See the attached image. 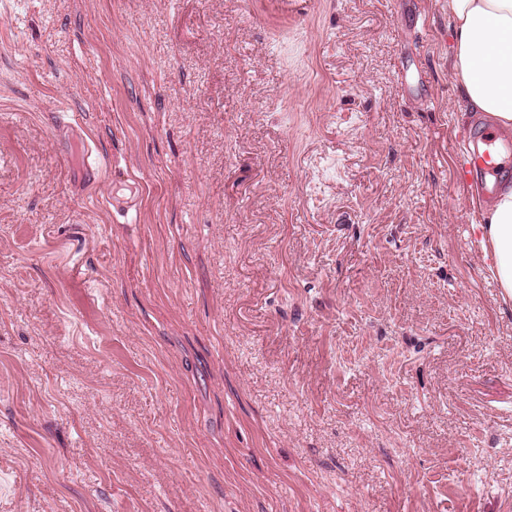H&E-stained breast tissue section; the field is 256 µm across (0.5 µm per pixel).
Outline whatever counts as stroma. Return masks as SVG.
Masks as SVG:
<instances>
[{
    "label": "stroma",
    "instance_id": "1",
    "mask_svg": "<svg viewBox=\"0 0 512 512\" xmlns=\"http://www.w3.org/2000/svg\"><path fill=\"white\" fill-rule=\"evenodd\" d=\"M451 47L448 0H0V512H512Z\"/></svg>",
    "mask_w": 512,
    "mask_h": 512
}]
</instances>
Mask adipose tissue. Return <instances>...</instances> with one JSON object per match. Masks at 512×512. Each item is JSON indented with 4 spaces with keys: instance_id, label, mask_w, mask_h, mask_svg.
Segmentation results:
<instances>
[{
    "instance_id": "obj_1",
    "label": "adipose tissue",
    "mask_w": 512,
    "mask_h": 512,
    "mask_svg": "<svg viewBox=\"0 0 512 512\" xmlns=\"http://www.w3.org/2000/svg\"><path fill=\"white\" fill-rule=\"evenodd\" d=\"M453 21L451 69L466 108L491 115L512 131V0H448ZM482 245L490 246L493 278L512 295V187L481 212Z\"/></svg>"
}]
</instances>
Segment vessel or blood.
Masks as SVG:
<instances>
[{"label":"vessel or blood","instance_id":"b4317fda","mask_svg":"<svg viewBox=\"0 0 512 512\" xmlns=\"http://www.w3.org/2000/svg\"><path fill=\"white\" fill-rule=\"evenodd\" d=\"M464 173L477 174L487 192H495L502 181L512 178V152L505 150L498 133L476 128L468 131Z\"/></svg>","mask_w":512,"mask_h":512}]
</instances>
